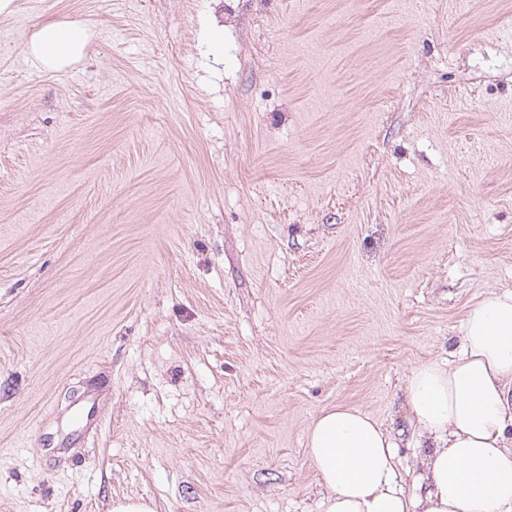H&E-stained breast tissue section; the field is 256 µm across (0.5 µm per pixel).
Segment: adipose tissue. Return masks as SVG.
Here are the masks:
<instances>
[{
	"label": "adipose tissue",
	"instance_id": "ef3b65f1",
	"mask_svg": "<svg viewBox=\"0 0 512 512\" xmlns=\"http://www.w3.org/2000/svg\"><path fill=\"white\" fill-rule=\"evenodd\" d=\"M93 36L86 23L56 18L31 34L24 54L44 72H64L85 60ZM460 333L452 358L410 371L403 426L344 405L310 421L318 512H512V290L484 295ZM403 445L419 471L412 491Z\"/></svg>",
	"mask_w": 512,
	"mask_h": 512
}]
</instances>
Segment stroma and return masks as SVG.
Returning <instances> with one entry per match:
<instances>
[{
	"mask_svg": "<svg viewBox=\"0 0 512 512\" xmlns=\"http://www.w3.org/2000/svg\"><path fill=\"white\" fill-rule=\"evenodd\" d=\"M0 15V512H317L512 290V0H15ZM94 25L49 75L41 24ZM106 381L99 431L60 441ZM94 36L83 22L60 17L40 25L30 36L24 55L46 73L66 72L83 62Z\"/></svg>",
	"mask_w": 512,
	"mask_h": 512,
	"instance_id": "1",
	"label": "stroma"
}]
</instances>
